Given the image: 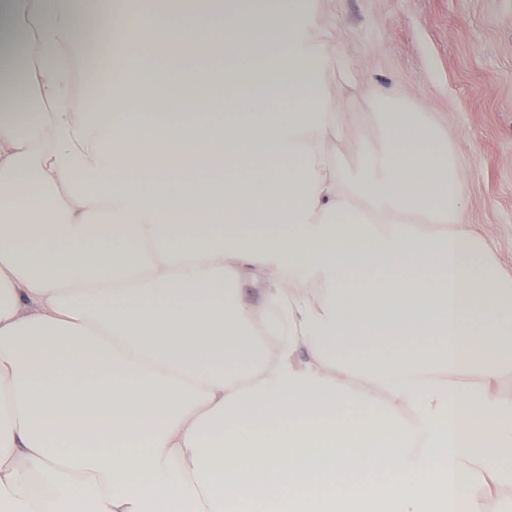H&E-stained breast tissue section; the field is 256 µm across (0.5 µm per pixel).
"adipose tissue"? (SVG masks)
Here are the masks:
<instances>
[{"instance_id": "adipose-tissue-1", "label": "adipose tissue", "mask_w": 512, "mask_h": 512, "mask_svg": "<svg viewBox=\"0 0 512 512\" xmlns=\"http://www.w3.org/2000/svg\"><path fill=\"white\" fill-rule=\"evenodd\" d=\"M113 6L116 42L189 59L258 27L237 0L178 27ZM274 29L261 73L131 58L89 107L78 0H0V512H455L462 492L485 512L512 483V394L491 388L512 276L447 138L354 82L325 27ZM350 85L383 136L330 168Z\"/></svg>"}]
</instances>
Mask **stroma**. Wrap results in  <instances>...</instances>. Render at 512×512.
<instances>
[{
    "instance_id": "1",
    "label": "stroma",
    "mask_w": 512,
    "mask_h": 512,
    "mask_svg": "<svg viewBox=\"0 0 512 512\" xmlns=\"http://www.w3.org/2000/svg\"><path fill=\"white\" fill-rule=\"evenodd\" d=\"M258 18L327 26L359 80L400 93L448 135L466 213L512 274V0H252Z\"/></svg>"
}]
</instances>
